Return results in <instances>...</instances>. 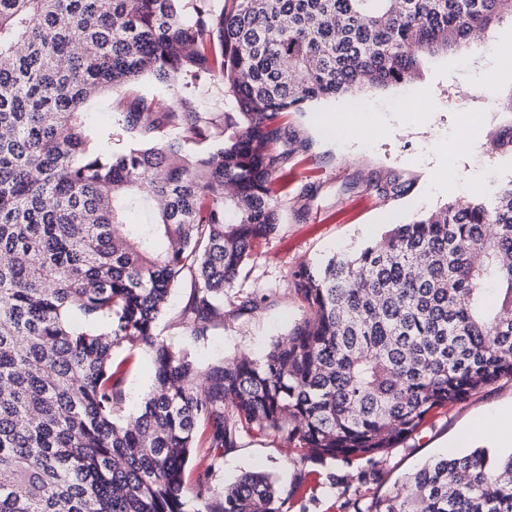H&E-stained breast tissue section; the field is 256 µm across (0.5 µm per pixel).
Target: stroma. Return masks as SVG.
Wrapping results in <instances>:
<instances>
[{
  "instance_id": "35a3bbf8",
  "label": "stroma",
  "mask_w": 512,
  "mask_h": 512,
  "mask_svg": "<svg viewBox=\"0 0 512 512\" xmlns=\"http://www.w3.org/2000/svg\"><path fill=\"white\" fill-rule=\"evenodd\" d=\"M490 41L469 52L444 51L421 60L415 80L339 97L297 114L295 128L311 148L288 176L282 198V222L248 260L240 288L264 295L251 316L225 318L208 336H193L178 322L190 294L189 282L171 293L169 309L157 326L161 339L188 350L200 365L232 360L246 353L261 357L284 338L302 316L288 282L302 263L320 264L333 253L354 252L378 241L391 225L449 201L492 191L512 179V156L484 151L479 143L512 125V20L488 30ZM493 95H486V82ZM411 126L399 136L400 125ZM454 167L458 182L436 188L438 168ZM399 177L413 183L401 198L380 202L358 197L348 186L366 175ZM313 193H306L307 184ZM124 360L125 412H132L153 384L148 355L114 352ZM512 404V381L471 395L449 408L429 412L419 429L382 463L321 460L290 449L276 435L242 436L237 448L213 463L207 447L197 448L187 469L189 487L208 474L211 491L249 471L273 474L288 490V512H340L341 496H387L400 492L404 478L430 458L451 451L485 447L512 451L498 438L496 407Z\"/></svg>"
}]
</instances>
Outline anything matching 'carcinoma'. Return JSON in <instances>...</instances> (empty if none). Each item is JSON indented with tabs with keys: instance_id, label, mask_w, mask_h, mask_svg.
I'll use <instances>...</instances> for the list:
<instances>
[{
	"instance_id": "cac0c4a2",
	"label": "carcinoma",
	"mask_w": 512,
	"mask_h": 512,
	"mask_svg": "<svg viewBox=\"0 0 512 512\" xmlns=\"http://www.w3.org/2000/svg\"><path fill=\"white\" fill-rule=\"evenodd\" d=\"M507 16L512 0H0V512H288L267 473L190 492L198 426L216 458L257 431L375 466L430 410L511 381L512 180L300 264L303 317L259 358L203 369L156 333L185 279L195 336L264 301L236 283L308 148L293 114L408 81ZM116 88L93 131L87 105ZM118 348L154 366L125 423ZM353 512H512V452L435 457Z\"/></svg>"
}]
</instances>
